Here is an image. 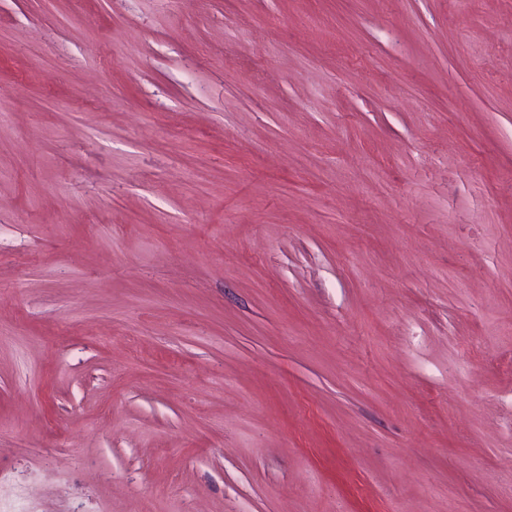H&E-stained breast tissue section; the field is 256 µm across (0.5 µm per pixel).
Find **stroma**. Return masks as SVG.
I'll return each instance as SVG.
<instances>
[{
    "mask_svg": "<svg viewBox=\"0 0 512 512\" xmlns=\"http://www.w3.org/2000/svg\"><path fill=\"white\" fill-rule=\"evenodd\" d=\"M0 512H512V0H0Z\"/></svg>",
    "mask_w": 512,
    "mask_h": 512,
    "instance_id": "35a3bbf8",
    "label": "stroma"
}]
</instances>
